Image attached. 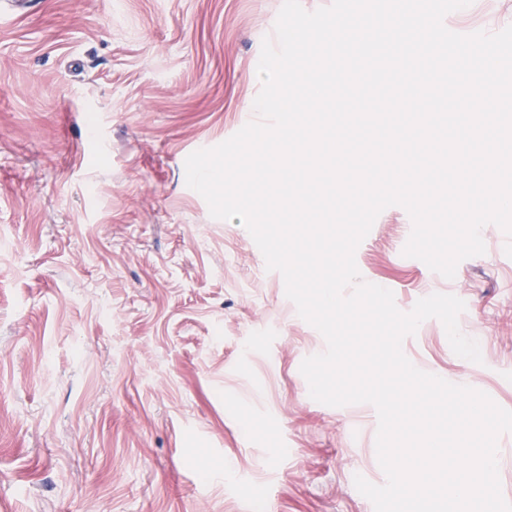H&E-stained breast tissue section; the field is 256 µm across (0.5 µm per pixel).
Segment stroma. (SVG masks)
I'll return each instance as SVG.
<instances>
[{"instance_id": "stroma-1", "label": "stroma", "mask_w": 512, "mask_h": 512, "mask_svg": "<svg viewBox=\"0 0 512 512\" xmlns=\"http://www.w3.org/2000/svg\"><path fill=\"white\" fill-rule=\"evenodd\" d=\"M283 0H26L0 13V512H374L386 481L368 403L313 400L325 351L237 220L213 218L185 160L255 119L262 41ZM459 34L512 25V0L449 13ZM404 208L355 261L411 311L466 305L402 351L512 410V258L454 278L408 262Z\"/></svg>"}]
</instances>
